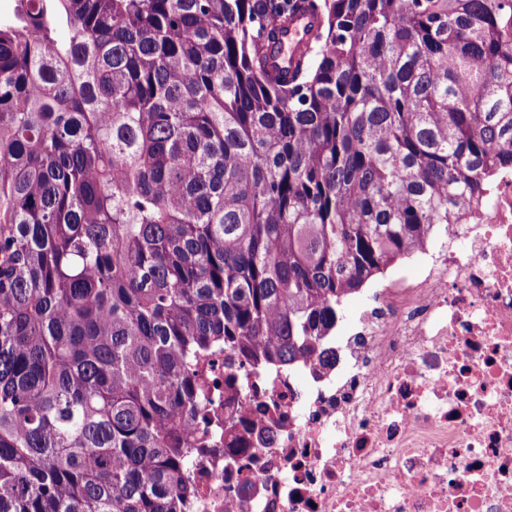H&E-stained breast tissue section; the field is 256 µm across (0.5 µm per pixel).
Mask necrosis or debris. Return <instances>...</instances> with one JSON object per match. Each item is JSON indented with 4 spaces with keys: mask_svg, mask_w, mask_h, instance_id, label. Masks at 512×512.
I'll list each match as a JSON object with an SVG mask.
<instances>
[{
    "mask_svg": "<svg viewBox=\"0 0 512 512\" xmlns=\"http://www.w3.org/2000/svg\"><path fill=\"white\" fill-rule=\"evenodd\" d=\"M408 263L328 334L331 362L241 370L228 402L210 357L181 512H512V169Z\"/></svg>",
    "mask_w": 512,
    "mask_h": 512,
    "instance_id": "4bbe7bcc",
    "label": "necrosis or debris"
}]
</instances>
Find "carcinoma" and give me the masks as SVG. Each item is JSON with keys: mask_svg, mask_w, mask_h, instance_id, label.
Masks as SVG:
<instances>
[{"mask_svg": "<svg viewBox=\"0 0 512 512\" xmlns=\"http://www.w3.org/2000/svg\"><path fill=\"white\" fill-rule=\"evenodd\" d=\"M18 0L0 19V512H180L202 361L329 358L512 167V0ZM316 25V14L304 6L289 23L288 31L279 37L270 50V61L281 69L291 70L295 54L308 45L311 29Z\"/></svg>", "mask_w": 512, "mask_h": 512, "instance_id": "obj_1", "label": "carcinoma"}]
</instances>
